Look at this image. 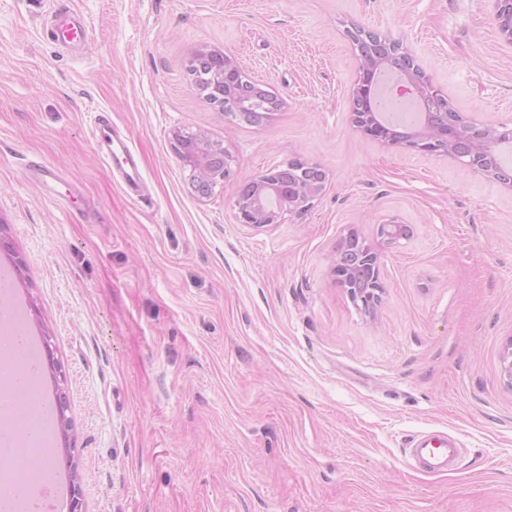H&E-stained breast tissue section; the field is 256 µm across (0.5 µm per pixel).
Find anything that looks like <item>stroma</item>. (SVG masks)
<instances>
[{"mask_svg": "<svg viewBox=\"0 0 512 512\" xmlns=\"http://www.w3.org/2000/svg\"><path fill=\"white\" fill-rule=\"evenodd\" d=\"M60 11L86 48L46 36ZM403 37L450 103L512 122V46L485 0H0V265L48 341L45 398L68 396L87 512H512V194L455 160L395 150L350 120L349 23ZM232 51L286 101L225 119L192 88L198 49ZM107 113L143 169L128 195L98 155ZM221 143L232 174L207 198L174 132ZM322 164L301 219L252 228L240 182ZM62 180L47 192L28 162ZM384 250L374 316L330 274L337 241ZM429 427L462 448L426 473L404 448ZM414 225L405 224L396 217L378 224L377 235L383 240L382 246L397 244L400 240L411 239L414 235Z\"/></svg>", "mask_w": 512, "mask_h": 512, "instance_id": "35a3bbf8", "label": "stroma"}]
</instances>
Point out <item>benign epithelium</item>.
<instances>
[{
  "label": "benign epithelium",
  "mask_w": 512,
  "mask_h": 512,
  "mask_svg": "<svg viewBox=\"0 0 512 512\" xmlns=\"http://www.w3.org/2000/svg\"><path fill=\"white\" fill-rule=\"evenodd\" d=\"M487 2L501 38L512 46V0ZM360 32V26L353 23L345 30L359 63L351 88L353 126L388 147L454 159L512 192V168L499 166L494 153L497 144L512 142V129L481 124L450 106L447 93L423 70L403 39L367 31L366 40L359 41ZM386 69L400 75L399 82L388 90L389 95L428 109L425 123L409 136L382 122L381 113L364 109L366 98L378 97L371 76ZM191 71L195 75L194 91L233 121L259 126L285 105L284 98L264 84L245 79L240 62L230 51L198 50L191 59ZM174 140L180 160L191 168L195 192L202 198L211 196L231 174L230 154L221 144L200 135L177 131ZM327 181V170L316 161L294 159L275 166L242 180L233 202L235 219L253 227L280 224L287 215L301 219L321 197ZM377 235L383 245H393L411 239L414 225L392 217L377 225ZM381 257L380 249L352 228L336 244L331 260L330 271L336 283L368 315L374 314L384 294ZM56 404L58 433L67 442L72 426L66 415V396L60 395Z\"/></svg>",
  "instance_id": "obj_1"
}]
</instances>
